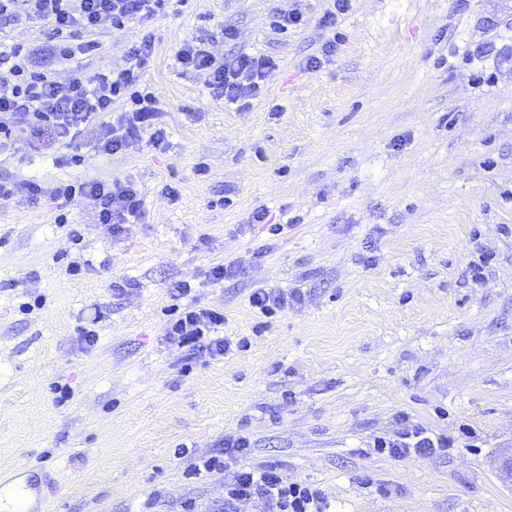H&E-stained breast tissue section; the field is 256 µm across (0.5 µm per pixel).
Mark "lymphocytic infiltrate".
<instances>
[{
  "label": "lymphocytic infiltrate",
  "instance_id": "obj_1",
  "mask_svg": "<svg viewBox=\"0 0 512 512\" xmlns=\"http://www.w3.org/2000/svg\"><path fill=\"white\" fill-rule=\"evenodd\" d=\"M167 0H0V19L43 22L51 26L58 43L54 55L59 63L76 56L99 54L102 45L95 34L109 28L124 31L129 24L151 21L163 13ZM155 43L143 35L125 52L121 64L90 76L60 78L40 69L33 50L23 44L0 42V154L10 152L25 136L31 149L42 152L64 148L59 163L81 165L83 140L95 133L98 153L113 155L134 147L142 133H150L155 148L166 149L168 132L155 94L142 77L153 56ZM181 65L204 72L206 84L226 104L246 107L261 94L277 69L267 55L234 54L216 59L208 50L188 47L179 53ZM123 111H115V104ZM64 202L89 201L98 223L124 232L126 225L140 221L144 202L140 190L129 180H84L47 186L36 179L0 177V204L22 202L37 205L43 198ZM189 282H176L171 289L179 301L176 316L167 328L171 342L192 357L216 358L226 354L231 343L219 336L224 312L191 302ZM447 435L400 416L393 436L375 437L372 450L380 456L408 458L443 456L453 447ZM262 499L275 512H326L324 492L314 485L289 482L275 467L240 466L224 487V512H239L240 503Z\"/></svg>",
  "mask_w": 512,
  "mask_h": 512
}]
</instances>
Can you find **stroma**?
<instances>
[{"label": "stroma", "mask_w": 512, "mask_h": 512, "mask_svg": "<svg viewBox=\"0 0 512 512\" xmlns=\"http://www.w3.org/2000/svg\"><path fill=\"white\" fill-rule=\"evenodd\" d=\"M328 5L172 0L149 26L100 33V54L44 56L88 75L150 32L169 141L88 146L79 166L22 139L0 156L4 177L118 176L144 199L117 236L83 201L0 205V473L29 470L49 512H223L232 470L193 468L240 432L245 465L319 486L330 512H512L497 469L512 448V0H353L333 32ZM294 8L305 25L275 32ZM188 44L278 69L239 110L180 65ZM262 209L288 225L265 254ZM230 260L235 277L212 283ZM122 278L135 286L118 296ZM178 281L223 308V358L167 340ZM259 287L295 297L263 315ZM402 415L456 448L374 454Z\"/></svg>", "instance_id": "1"}]
</instances>
